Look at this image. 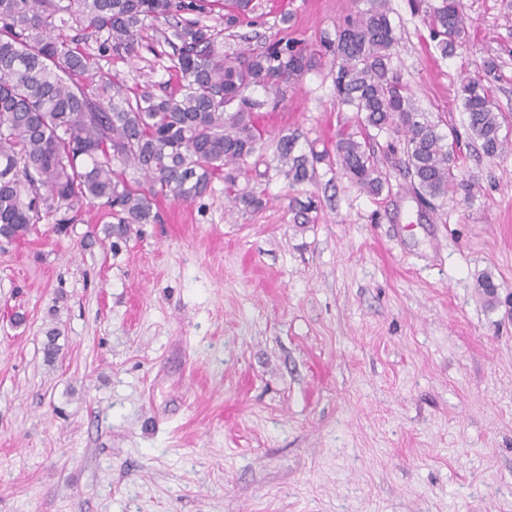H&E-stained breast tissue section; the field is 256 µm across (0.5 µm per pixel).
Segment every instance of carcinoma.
Masks as SVG:
<instances>
[{"instance_id": "1", "label": "carcinoma", "mask_w": 512, "mask_h": 512, "mask_svg": "<svg viewBox=\"0 0 512 512\" xmlns=\"http://www.w3.org/2000/svg\"><path fill=\"white\" fill-rule=\"evenodd\" d=\"M217 8L224 11L222 28L201 21ZM256 10L253 0H0V238L25 239L43 221L63 231L81 221L86 201L111 215L108 234L125 236L136 224L158 222V200L191 202L220 175L229 202L256 212L265 206L260 184L270 178L259 164L271 145L274 169L292 186L311 180L314 164L333 156L340 176L382 195L386 180L372 142L383 134L388 151L402 153L421 201L464 188L449 143L457 130L441 133L393 67L397 34L383 0H368L336 38L320 41L336 58V105L355 112L339 127L333 151L298 153L297 138L284 132L268 141L257 111L282 104L308 58L286 29L258 48L222 52L224 31L262 24L252 17ZM425 13L441 56L466 45L458 0H439ZM158 23L173 47L168 71L176 87L79 81L102 60L133 55ZM72 29L94 37L96 53L71 46ZM495 78L490 59L481 74L460 83L468 137L490 158L512 147L486 85ZM257 88L267 99L252 96ZM130 169L140 179L129 180ZM313 209L310 200H292L294 223H311Z\"/></svg>"}]
</instances>
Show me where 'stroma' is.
Returning a JSON list of instances; mask_svg holds the SVG:
<instances>
[{"instance_id":"35a3bbf8","label":"stroma","mask_w":512,"mask_h":512,"mask_svg":"<svg viewBox=\"0 0 512 512\" xmlns=\"http://www.w3.org/2000/svg\"><path fill=\"white\" fill-rule=\"evenodd\" d=\"M259 3V34L288 16L309 57L270 135L332 148L347 115L320 39L363 0ZM459 4L469 45L444 58L386 0L394 66L444 132L467 124L460 75L497 57L512 135V0ZM171 53L156 32L99 68L169 83ZM379 166L377 197L323 160L293 189L273 175L255 213L217 178L116 242L96 206L0 241V512H512V152L462 144L469 195L429 206L396 158ZM295 197L315 223L295 226Z\"/></svg>"}]
</instances>
